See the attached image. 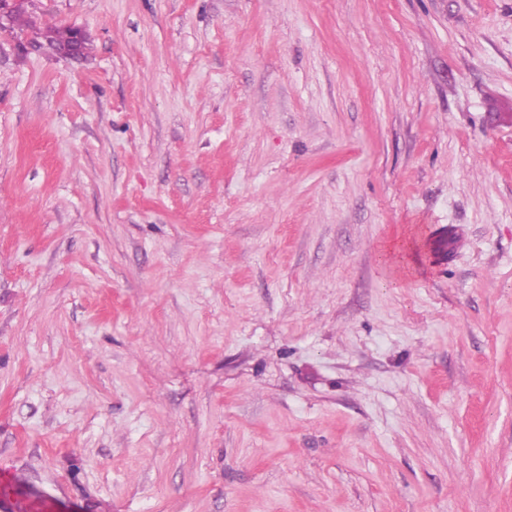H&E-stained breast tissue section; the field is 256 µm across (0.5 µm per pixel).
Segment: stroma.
<instances>
[{
  "label": "stroma",
  "mask_w": 512,
  "mask_h": 512,
  "mask_svg": "<svg viewBox=\"0 0 512 512\" xmlns=\"http://www.w3.org/2000/svg\"><path fill=\"white\" fill-rule=\"evenodd\" d=\"M25 3L0 512H512V0ZM45 37L51 48L60 54L84 56L87 53L88 37L78 28L68 26L50 29Z\"/></svg>",
  "instance_id": "35a3bbf8"
}]
</instances>
